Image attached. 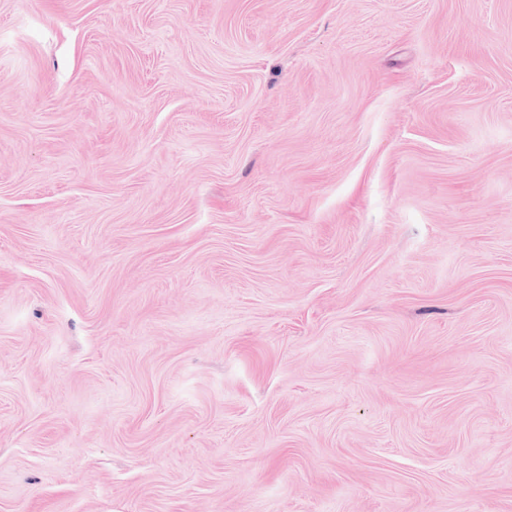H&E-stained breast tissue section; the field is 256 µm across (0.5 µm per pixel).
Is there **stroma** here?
Here are the masks:
<instances>
[{
	"label": "stroma",
	"instance_id": "stroma-1",
	"mask_svg": "<svg viewBox=\"0 0 512 512\" xmlns=\"http://www.w3.org/2000/svg\"><path fill=\"white\" fill-rule=\"evenodd\" d=\"M0 512H512V0H0Z\"/></svg>",
	"mask_w": 512,
	"mask_h": 512
}]
</instances>
